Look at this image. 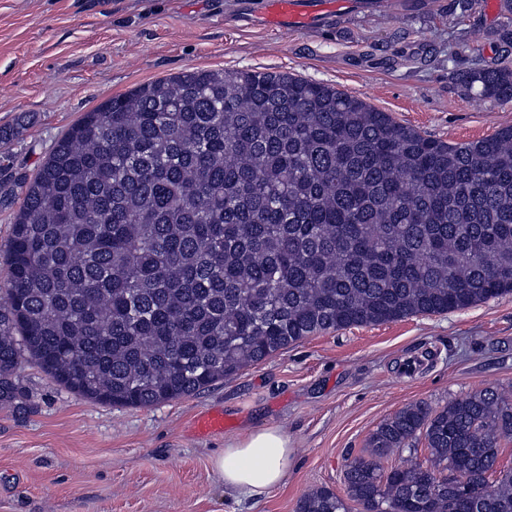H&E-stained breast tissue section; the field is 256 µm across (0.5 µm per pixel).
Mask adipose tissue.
<instances>
[{
    "instance_id": "adipose-tissue-1",
    "label": "adipose tissue",
    "mask_w": 512,
    "mask_h": 512,
    "mask_svg": "<svg viewBox=\"0 0 512 512\" xmlns=\"http://www.w3.org/2000/svg\"><path fill=\"white\" fill-rule=\"evenodd\" d=\"M295 449L284 429L265 425L228 441L211 460L225 490L247 500H261L282 485Z\"/></svg>"
}]
</instances>
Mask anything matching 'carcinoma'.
I'll list each match as a JSON object with an SVG mask.
<instances>
[{
    "mask_svg": "<svg viewBox=\"0 0 512 512\" xmlns=\"http://www.w3.org/2000/svg\"><path fill=\"white\" fill-rule=\"evenodd\" d=\"M461 82L512 99V69ZM17 185L0 406L24 399L25 357L81 396L149 407L318 333L512 293V127L446 143L290 75L143 84L84 113ZM511 441L497 389L410 405L346 460L345 496L321 488L297 512H512V468H491Z\"/></svg>",
    "mask_w": 512,
    "mask_h": 512,
    "instance_id": "1",
    "label": "carcinoma"
}]
</instances>
